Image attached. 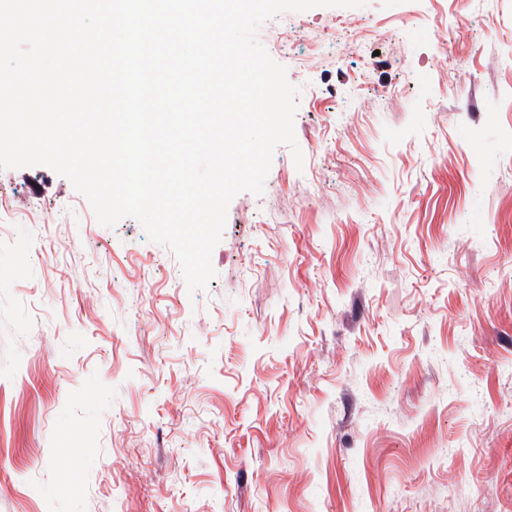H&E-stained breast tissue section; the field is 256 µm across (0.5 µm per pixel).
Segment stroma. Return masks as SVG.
I'll list each match as a JSON object with an SVG mask.
<instances>
[{
	"label": "stroma",
	"mask_w": 512,
	"mask_h": 512,
	"mask_svg": "<svg viewBox=\"0 0 512 512\" xmlns=\"http://www.w3.org/2000/svg\"><path fill=\"white\" fill-rule=\"evenodd\" d=\"M296 168L189 292L0 170V512H512V0L285 12Z\"/></svg>",
	"instance_id": "stroma-1"
}]
</instances>
